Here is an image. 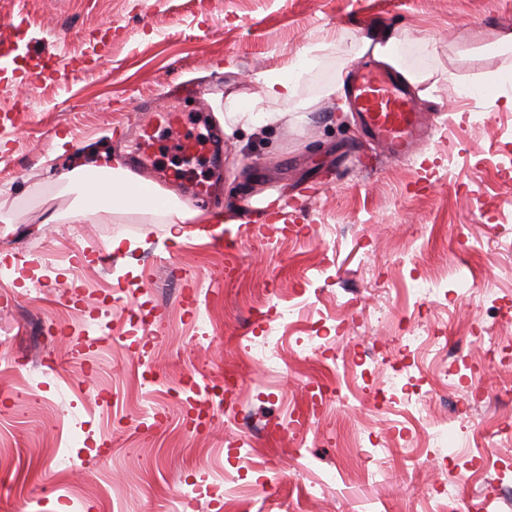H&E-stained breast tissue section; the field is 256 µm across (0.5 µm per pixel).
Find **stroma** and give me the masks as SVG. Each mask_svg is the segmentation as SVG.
<instances>
[{"instance_id":"35a3bbf8","label":"stroma","mask_w":512,"mask_h":512,"mask_svg":"<svg viewBox=\"0 0 512 512\" xmlns=\"http://www.w3.org/2000/svg\"><path fill=\"white\" fill-rule=\"evenodd\" d=\"M15 17L0 512H430L440 489L456 512H512V51L489 48L512 0H0V21ZM386 33L423 77L416 109L447 122L402 159L329 94L355 67L341 40ZM313 53L295 103L268 101L263 76ZM145 102L222 152L185 156L160 128L139 162L125 125ZM238 110L280 117L225 124ZM104 150L148 188L181 174L156 189L191 212L184 241L139 210L48 223L78 203L61 178L74 153ZM196 181L226 222L205 225ZM247 204L273 222L236 220ZM442 273L457 295L434 288ZM419 324L439 343L411 353ZM416 389L432 399L409 427L397 404Z\"/></svg>"}]
</instances>
